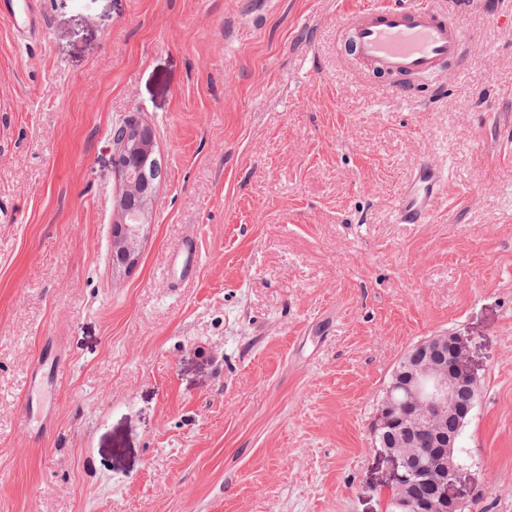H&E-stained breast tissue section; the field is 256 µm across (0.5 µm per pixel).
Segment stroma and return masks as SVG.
<instances>
[{
	"mask_svg": "<svg viewBox=\"0 0 512 512\" xmlns=\"http://www.w3.org/2000/svg\"><path fill=\"white\" fill-rule=\"evenodd\" d=\"M363 2L37 0L21 48L0 19V512H385L376 404L446 331L480 380L455 490L512 512V36L463 11L482 49L461 79L364 93L336 56ZM131 116L162 178L125 271ZM427 157L446 204L392 223ZM47 340L65 373L32 441ZM201 263V252L198 239L194 235H186L172 251L170 266L179 273L181 282L195 277Z\"/></svg>",
	"mask_w": 512,
	"mask_h": 512,
	"instance_id": "1",
	"label": "stroma"
}]
</instances>
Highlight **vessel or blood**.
Instances as JSON below:
<instances>
[{
  "mask_svg": "<svg viewBox=\"0 0 512 512\" xmlns=\"http://www.w3.org/2000/svg\"><path fill=\"white\" fill-rule=\"evenodd\" d=\"M456 5L442 6L438 0H366L337 19L336 52L358 68L365 88L387 81L400 97L416 91L422 77L443 79L461 73L480 43L462 25ZM0 18L15 28L32 23L29 0H0ZM448 174L436 162H421L392 204L397 224H429L445 199ZM201 263L196 236H185L172 251L170 266L180 280L195 277ZM60 361L56 351L42 349L32 372L22 405L23 427L34 432L55 405Z\"/></svg>",
  "mask_w": 512,
  "mask_h": 512,
  "instance_id": "vessel-or-blood-1",
  "label": "vessel or blood"
}]
</instances>
